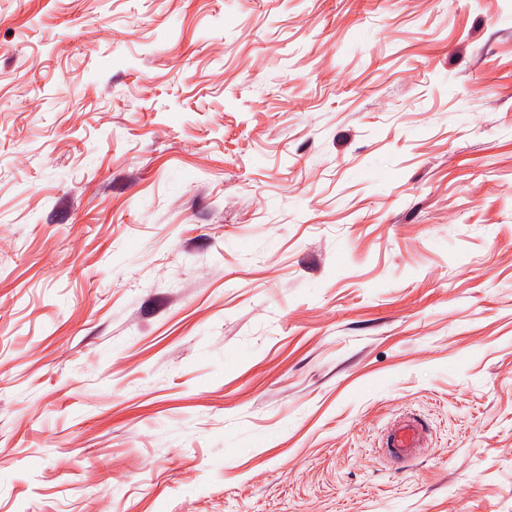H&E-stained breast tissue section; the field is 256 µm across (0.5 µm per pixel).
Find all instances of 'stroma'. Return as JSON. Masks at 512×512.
<instances>
[{
    "label": "stroma",
    "mask_w": 512,
    "mask_h": 512,
    "mask_svg": "<svg viewBox=\"0 0 512 512\" xmlns=\"http://www.w3.org/2000/svg\"><path fill=\"white\" fill-rule=\"evenodd\" d=\"M0 512H512V0H0ZM423 428L415 420L407 419L394 423L388 431L385 446L390 456L401 461L414 458L421 447Z\"/></svg>",
    "instance_id": "35a3bbf8"
}]
</instances>
